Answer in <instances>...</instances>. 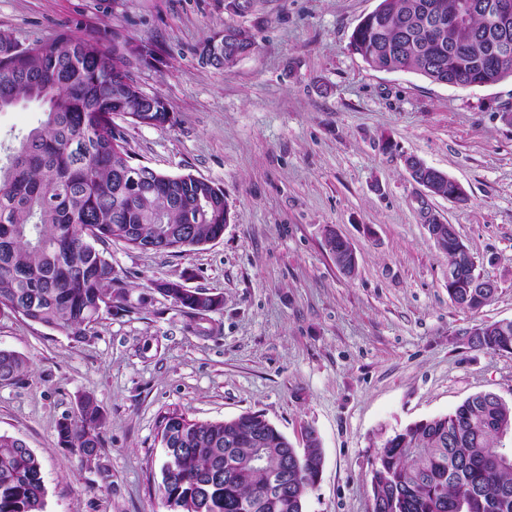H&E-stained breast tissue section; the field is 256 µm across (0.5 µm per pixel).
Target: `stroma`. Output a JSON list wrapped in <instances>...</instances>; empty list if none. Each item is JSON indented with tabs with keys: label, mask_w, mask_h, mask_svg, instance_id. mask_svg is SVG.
Here are the masks:
<instances>
[{
	"label": "stroma",
	"mask_w": 512,
	"mask_h": 512,
	"mask_svg": "<svg viewBox=\"0 0 512 512\" xmlns=\"http://www.w3.org/2000/svg\"><path fill=\"white\" fill-rule=\"evenodd\" d=\"M378 4L258 0L234 15L224 0H0V33L22 46L62 34L108 46L116 31L150 46L130 72L171 121L115 118L130 162L211 181L231 216L220 240L182 253L111 244L131 309L84 342L0 316V349L28 363L0 385V434L39 458L45 512H168L158 422L174 409L196 421L260 413L297 447L315 427L324 465L304 512H370L385 437L477 393L512 401V354L467 342L476 324L512 320V79L461 88L371 69L350 37ZM227 24L256 43L228 72L198 52ZM38 117L33 103L0 111V163ZM408 156L460 183L466 202L424 195ZM430 215L496 283L481 309L450 300ZM327 226L352 245L354 275L330 256ZM182 277L223 296L214 333L189 329L149 287ZM85 394L105 415L95 463L57 442Z\"/></svg>",
	"instance_id": "1"
}]
</instances>
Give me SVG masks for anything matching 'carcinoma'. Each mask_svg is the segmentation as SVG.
I'll use <instances>...</instances> for the list:
<instances>
[{
  "mask_svg": "<svg viewBox=\"0 0 512 512\" xmlns=\"http://www.w3.org/2000/svg\"><path fill=\"white\" fill-rule=\"evenodd\" d=\"M455 0H380L353 31L352 51L378 71H412L433 82L485 87L512 77V58L499 62L484 39L486 18L470 28L433 29L426 8H448ZM255 49L244 28L213 32L200 57L214 56L226 70ZM22 101L44 106L43 119L11 149L0 166V316L18 315L79 342L104 313L129 309L123 282L104 245L121 242L143 251L184 252L224 235L228 205L209 180L155 172L130 181L125 140L113 125L156 117L127 70L95 36L61 35L49 43L18 45L0 35V110ZM336 266L356 269L350 245L334 230L325 234ZM460 268L448 296L464 310L485 306L492 295L470 288V253L456 231L434 239ZM151 288L185 310L201 327L222 309L223 298L186 288L180 280ZM468 343L512 353V321L482 322ZM27 367L18 353L0 349V384ZM79 419L58 422V444L86 452L101 448L105 417L84 396ZM160 442L166 456L159 491L168 512H304L324 464L320 441L306 431L295 448L257 413L200 422L173 410ZM512 402L492 393L468 398L454 412L421 420L394 432L376 451L371 469L372 512H512ZM288 469L276 493L267 473ZM46 489L37 456L21 440L0 434V512H44Z\"/></svg>",
  "mask_w": 512,
  "mask_h": 512,
  "instance_id": "obj_1",
  "label": "carcinoma"
}]
</instances>
